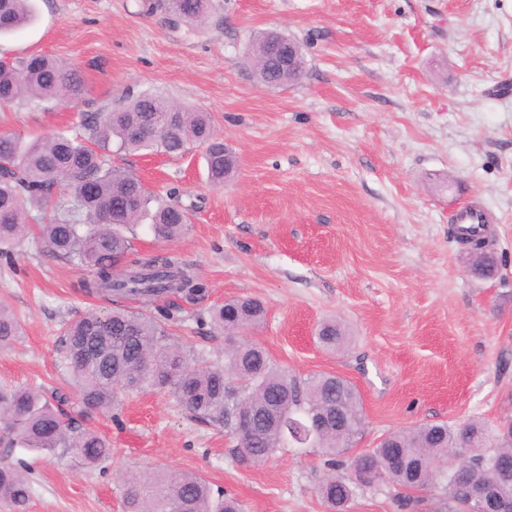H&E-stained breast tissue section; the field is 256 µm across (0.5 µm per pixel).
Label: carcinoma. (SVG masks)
I'll use <instances>...</instances> for the list:
<instances>
[{"instance_id": "cac0c4a2", "label": "carcinoma", "mask_w": 512, "mask_h": 512, "mask_svg": "<svg viewBox=\"0 0 512 512\" xmlns=\"http://www.w3.org/2000/svg\"><path fill=\"white\" fill-rule=\"evenodd\" d=\"M167 9L190 25L209 17L210 0H166ZM0 34L18 30L33 17L31 0H0ZM269 34L262 32L248 45L246 61L267 86L288 83V77L265 71ZM86 91L80 73L48 55L16 57L0 67V102L4 105L68 102ZM83 134L68 129L28 141L0 132V257L9 258L30 232V213L52 212L39 226L45 250L92 271L84 281L89 295L137 298V308L102 312L89 308L68 323L61 339L76 409L67 413L70 396L57 392L48 399L42 390L0 384V446L17 445L36 452H62L83 467H95L110 457L112 448L96 430L80 420L119 409L120 397L145 389L170 393L191 417L224 428L236 443L240 460L261 465L280 448L294 442L296 424L323 417L327 425L315 440L329 474L320 494L332 512H347L359 484L353 470L370 463L376 467V489L394 490L399 512H433L429 493L444 494V512H460L464 492L454 483L462 431L472 434L478 451L470 470L485 481L495 463L512 467V427H492L480 420L422 424L396 431L372 449L369 458H344L345 451L366 428L358 390L331 373L303 381L288 374L259 343L242 338L265 316L263 305L236 298L206 309L201 321L230 340L224 362L189 358L171 332L176 313L168 306L159 313L155 301L181 295L202 300L206 285L191 275L169 253L133 257L126 231L149 221L154 237L180 238L191 223L189 209L163 203L143 181L128 170L112 166V144L128 152H163L178 155L198 145L204 148L207 179L224 186L231 169L224 160V138L214 130L208 113L200 112L151 91L124 99L109 112L83 115ZM96 187L87 197L83 187ZM22 326L8 306L0 304V347L16 341ZM319 344L334 351L351 337L334 319L317 329ZM251 416L247 433L237 430L238 415ZM124 512H168L171 502L181 512H240L238 502L214 489L202 476L179 470L145 471L121 477ZM31 487L23 470L0 463V500L13 512H27Z\"/></svg>"}]
</instances>
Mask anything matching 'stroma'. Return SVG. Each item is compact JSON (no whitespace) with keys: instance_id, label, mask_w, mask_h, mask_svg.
Returning a JSON list of instances; mask_svg holds the SVG:
<instances>
[{"instance_id":"35a3bbf8","label":"stroma","mask_w":512,"mask_h":512,"mask_svg":"<svg viewBox=\"0 0 512 512\" xmlns=\"http://www.w3.org/2000/svg\"><path fill=\"white\" fill-rule=\"evenodd\" d=\"M212 3L194 31L173 25L163 0H32L33 22L0 38V56L51 55L86 92L68 107L0 108V131L45 136L144 90L209 113L239 159L223 187L209 185L198 147L111 157L193 211L174 241L145 224L130 233L135 251L177 256L208 286L174 325L190 356L224 351L197 322L203 308L249 296L267 315L248 338L278 365L359 390L367 425L349 455L420 424L512 420V0ZM268 30L301 44L299 82L262 86L247 63L251 36ZM466 205L490 218L487 276L451 233ZM88 277L31 239L0 258V301L24 328L0 349V381L68 390L64 323L115 306L82 291ZM326 318L345 325L347 347L318 344ZM91 425L112 447L95 468L0 447L27 472L28 512H122L120 475L157 469L205 477L242 512H331L317 449L244 465L223 430L169 393L130 394L119 419Z\"/></svg>"}]
</instances>
